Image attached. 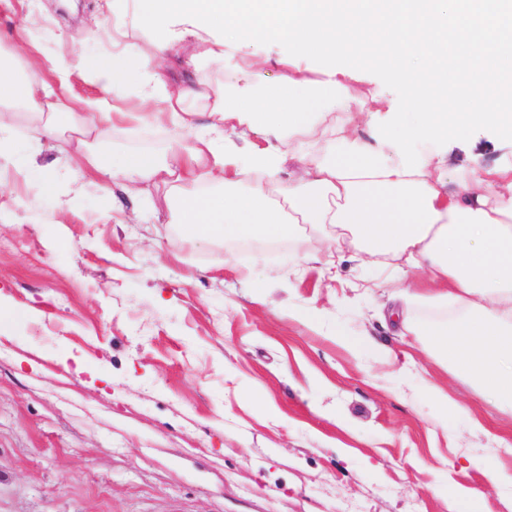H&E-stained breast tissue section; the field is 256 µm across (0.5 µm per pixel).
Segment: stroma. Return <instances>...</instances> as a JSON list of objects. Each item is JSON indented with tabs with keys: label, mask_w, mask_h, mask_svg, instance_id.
<instances>
[{
	"label": "stroma",
	"mask_w": 512,
	"mask_h": 512,
	"mask_svg": "<svg viewBox=\"0 0 512 512\" xmlns=\"http://www.w3.org/2000/svg\"><path fill=\"white\" fill-rule=\"evenodd\" d=\"M111 27L102 0H25L8 31L79 52L71 91L95 97ZM34 127L16 114L0 145L1 165L28 171L0 192V512H451L482 487L479 462L512 474V417L425 337L399 335L395 285L357 245L329 273L304 262L308 233L186 243L163 190L133 201L70 168L191 139L134 121L105 139ZM511 164L493 129L448 143L449 177ZM116 206L137 221L109 220Z\"/></svg>",
	"instance_id": "1"
}]
</instances>
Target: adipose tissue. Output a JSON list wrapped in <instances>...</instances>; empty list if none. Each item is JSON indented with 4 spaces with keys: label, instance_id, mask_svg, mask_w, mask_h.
<instances>
[{
    "label": "adipose tissue",
    "instance_id": "obj_1",
    "mask_svg": "<svg viewBox=\"0 0 512 512\" xmlns=\"http://www.w3.org/2000/svg\"><path fill=\"white\" fill-rule=\"evenodd\" d=\"M257 43L288 47L279 84L259 107L267 61L251 54ZM231 52L240 60L230 90L213 94L199 79L173 86L172 62L198 72ZM320 60L331 67L315 82L308 73ZM81 66L45 59L32 41L0 55V134L20 112L46 138L62 119L75 130L112 128L118 101L137 84L141 121L172 126L193 146L164 157L127 152L108 166L85 155L79 173L131 198L145 183L171 182L175 218L192 242L330 226L325 268L351 240L370 263L422 270L434 301L464 307L424 327L433 358L512 415V166L463 175L452 190L418 149L474 127L512 138V0H112V54L93 72L104 97L71 96ZM359 66L404 90L370 142L353 131L376 114L349 83ZM205 111L214 121L198 125ZM336 111L344 120L317 128L316 113ZM229 131L249 142L246 156L226 149ZM294 151L306 160L285 171Z\"/></svg>",
    "mask_w": 512,
    "mask_h": 512
}]
</instances>
